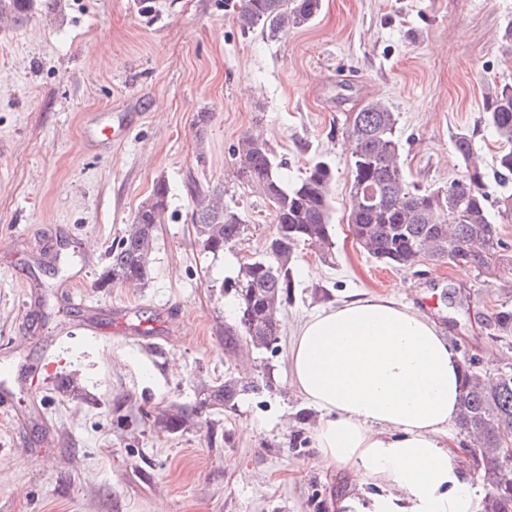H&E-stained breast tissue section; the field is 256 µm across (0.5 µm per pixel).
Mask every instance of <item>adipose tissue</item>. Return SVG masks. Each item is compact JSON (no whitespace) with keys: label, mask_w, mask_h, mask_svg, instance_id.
<instances>
[{"label":"adipose tissue","mask_w":512,"mask_h":512,"mask_svg":"<svg viewBox=\"0 0 512 512\" xmlns=\"http://www.w3.org/2000/svg\"><path fill=\"white\" fill-rule=\"evenodd\" d=\"M289 368L320 413L319 460L383 487L374 512H477L452 436L461 359L426 313L381 295L323 309L295 329Z\"/></svg>","instance_id":"ef3b65f1"}]
</instances>
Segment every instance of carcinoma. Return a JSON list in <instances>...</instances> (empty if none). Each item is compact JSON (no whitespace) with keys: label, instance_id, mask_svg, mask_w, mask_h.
<instances>
[{"label":"carcinoma","instance_id":"1","mask_svg":"<svg viewBox=\"0 0 512 512\" xmlns=\"http://www.w3.org/2000/svg\"><path fill=\"white\" fill-rule=\"evenodd\" d=\"M321 0H241L237 21L244 31L261 30L277 39L311 23ZM483 110L502 144L495 156L499 186L512 182V82L488 88ZM348 134L356 144L350 159L351 183L347 224L356 243L372 258L395 267H411L425 259L468 265L488 273L503 259L512 261V244L504 240L495 218L512 219V194L493 196L476 160L473 135L460 131L453 146L464 163L461 178L446 187L421 188L407 181L400 163L398 114L380 99L366 101L347 116ZM235 177L260 189L274 207L273 235L265 256L240 263L235 288L238 324L229 327L226 344L243 334L257 348L277 341L278 306L291 297L292 267L298 249L308 246L325 260L332 258L331 188L335 174L324 161L312 163L293 182L282 174L272 147L258 134L242 136L234 150ZM166 184L137 209L128 232L108 254L99 286L108 288L148 279L149 256L167 205ZM191 220L203 250L217 254L234 246L247 225L242 214L224 203V190L193 196ZM491 337L512 335V309L503 306L489 319ZM459 424L483 435L472 451L473 469L489 491L481 512H512V471L499 461L500 437L512 432V373L492 384L484 382L468 358L462 366ZM259 390L234 378L210 389L193 406L170 403L156 422L168 432L183 428L189 417H200L214 405L233 409L237 398Z\"/></svg>","mask_w":512,"mask_h":512}]
</instances>
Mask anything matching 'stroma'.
<instances>
[{
	"label": "stroma",
	"instance_id": "stroma-1",
	"mask_svg": "<svg viewBox=\"0 0 512 512\" xmlns=\"http://www.w3.org/2000/svg\"><path fill=\"white\" fill-rule=\"evenodd\" d=\"M239 0H28L0 25V512H330L353 495L313 447L319 413L291 387L289 337L339 302L392 295L431 315L483 374L512 370V338L487 320L512 307V264L494 274L369 257L346 222V116L371 98L399 116L408 182L447 186L467 129L489 176L498 144L483 97L512 80L501 37L512 0H322L279 39L242 32ZM209 113L197 128L198 113ZM102 123L121 142L90 141ZM261 132L296 180L333 168V262L301 247L269 349L226 346L240 262L264 254L273 207L228 178L242 135ZM167 208L147 281L99 287L107 254L158 183ZM223 187L247 230L203 250L191 190ZM77 374L81 393L55 389ZM230 376L260 389L169 433L153 416ZM235 459L229 469L225 460Z\"/></svg>",
	"mask_w": 512,
	"mask_h": 512
}]
</instances>
